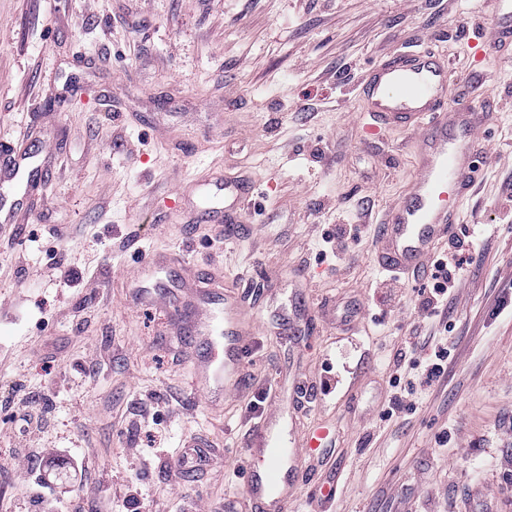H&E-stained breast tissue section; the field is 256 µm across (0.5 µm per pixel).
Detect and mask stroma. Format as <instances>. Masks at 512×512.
<instances>
[{
  "instance_id": "obj_1",
  "label": "stroma",
  "mask_w": 512,
  "mask_h": 512,
  "mask_svg": "<svg viewBox=\"0 0 512 512\" xmlns=\"http://www.w3.org/2000/svg\"><path fill=\"white\" fill-rule=\"evenodd\" d=\"M492 29L484 0H0V147L55 154L31 216L0 228V512H101L104 487L114 512L134 487L154 512L223 499L248 429L239 397L205 407L192 338L129 299L131 271L174 252L188 283L235 288L256 314L258 368L312 389L310 422L336 427L295 512L328 490V512H512V51L471 46ZM414 47L446 63V108L465 95L485 114L486 158L460 206L482 257L448 304L447 375L383 420L385 368L422 323L420 280L392 282L374 259L415 173L414 135L369 134L356 89ZM220 178L253 185L231 236L185 192ZM340 224L360 238L319 261ZM326 296L357 301L347 334L316 312ZM27 392L35 414L8 419ZM150 393L176 399L158 425L132 414ZM191 434L223 448L186 477ZM24 448L89 457L82 476L59 468L67 504L33 498Z\"/></svg>"
}]
</instances>
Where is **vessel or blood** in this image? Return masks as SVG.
Returning <instances> with one entry per match:
<instances>
[{
	"label": "vessel or blood",
	"instance_id": "vessel-or-blood-1",
	"mask_svg": "<svg viewBox=\"0 0 512 512\" xmlns=\"http://www.w3.org/2000/svg\"><path fill=\"white\" fill-rule=\"evenodd\" d=\"M492 5L500 37L512 40V0H487ZM448 69L431 53L407 51L381 64L366 79L362 91L375 116L412 126L416 131L417 171L408 196L383 224L379 257L394 273L421 269L441 240L459 228L458 208L469 197L479 174L476 155L483 113L466 106L448 111L441 105ZM52 168L49 150L25 149L0 159V224L17 223L26 193L47 181ZM213 209L245 208L247 198L218 184L200 186ZM176 257L154 256L144 266L137 301H149L154 278L169 275ZM184 306L197 309L189 333L207 351L191 368V387L204 403L217 405L241 386L245 356L242 338L250 316L233 290L196 289ZM297 422L281 412L265 415L246 440L248 453L238 466L241 499L246 512H292L300 483L310 481L304 461L334 440L330 427L296 439Z\"/></svg>",
	"mask_w": 512,
	"mask_h": 512
}]
</instances>
